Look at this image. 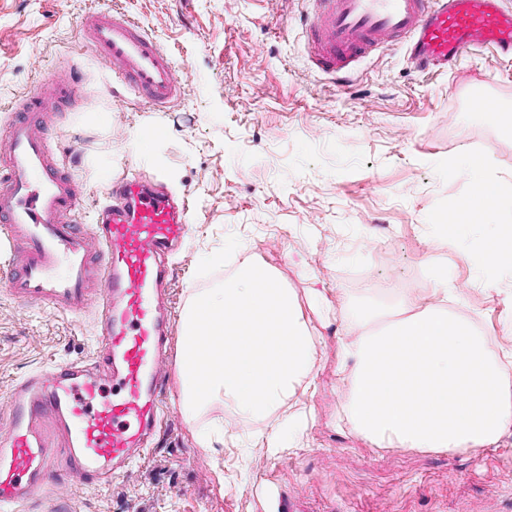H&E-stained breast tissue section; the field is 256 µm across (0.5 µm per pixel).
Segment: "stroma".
<instances>
[{
  "instance_id": "35a3bbf8",
  "label": "stroma",
  "mask_w": 512,
  "mask_h": 512,
  "mask_svg": "<svg viewBox=\"0 0 512 512\" xmlns=\"http://www.w3.org/2000/svg\"><path fill=\"white\" fill-rule=\"evenodd\" d=\"M116 6L156 38L194 92L161 112L113 96L78 40L90 11ZM300 0H0V127L11 100L37 94L61 65L78 66L80 103L58 113L53 139L79 155L72 175L85 221L114 178L137 170L191 207L170 296L183 318L191 294L228 273L205 263L213 249L232 265L252 259L293 292L317 347L316 389L295 396L308 411L295 450L256 456L219 479L223 453L197 434L224 424L244 446L258 431L217 402L195 421L171 422L158 445L112 487L76 494L74 512H512V436L477 450L369 447L338 428L346 390L336 373L341 301L358 306L393 288L435 303L433 269L448 267V306L487 333L492 353L512 349V271L473 284L469 252L487 230L471 224L441 247L433 220L472 189L467 170L448 179L451 157L481 155L512 182V140L472 109L473 92L512 114V57L471 56L445 73H422L394 45L356 63L349 86L315 69ZM164 129L143 155L136 132ZM320 290L325 309L309 306ZM93 315L66 317L16 302L0 275V405L12 384L53 362L87 360Z\"/></svg>"
}]
</instances>
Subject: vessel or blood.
I'll return each mask as SVG.
<instances>
[{
    "label": "vessel or blood",
    "instance_id": "b4317fda",
    "mask_svg": "<svg viewBox=\"0 0 512 512\" xmlns=\"http://www.w3.org/2000/svg\"><path fill=\"white\" fill-rule=\"evenodd\" d=\"M308 56L324 74L351 72L388 45H405L421 71H445L470 52L512 56V10L503 0H312ZM81 40L101 74L163 110L193 90L187 74L138 22L117 9L82 21ZM80 96L78 72L56 71L37 95L15 101L0 132V243L9 292L22 304L97 317L91 360L65 361L16 381L0 409V512L50 495L47 427L66 448L68 483L104 488L151 449L168 417L173 325L165 257L186 233L187 205L124 174L84 223L77 184L53 145V112Z\"/></svg>",
    "mask_w": 512,
    "mask_h": 512
}]
</instances>
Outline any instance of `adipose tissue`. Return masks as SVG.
I'll list each match as a JSON object with an SVG mask.
<instances>
[{
	"mask_svg": "<svg viewBox=\"0 0 512 512\" xmlns=\"http://www.w3.org/2000/svg\"><path fill=\"white\" fill-rule=\"evenodd\" d=\"M467 167L473 189L442 211L439 237H456L470 224L491 230L479 242L476 285L487 271L512 269V189L489 177L471 158L452 159L447 176ZM394 319L369 306L344 315L336 371L346 388L337 416L375 448L476 450L512 435V351L492 356L484 332L441 305L397 299ZM207 318L217 346L203 340ZM316 343L294 295L268 269L243 261L222 287L192 293L177 339L178 406L187 420L216 401L246 422L266 428L254 442L267 457L291 448L306 415L288 414L295 395L315 388Z\"/></svg>",
	"mask_w": 512,
	"mask_h": 512,
	"instance_id": "1",
	"label": "adipose tissue"
}]
</instances>
